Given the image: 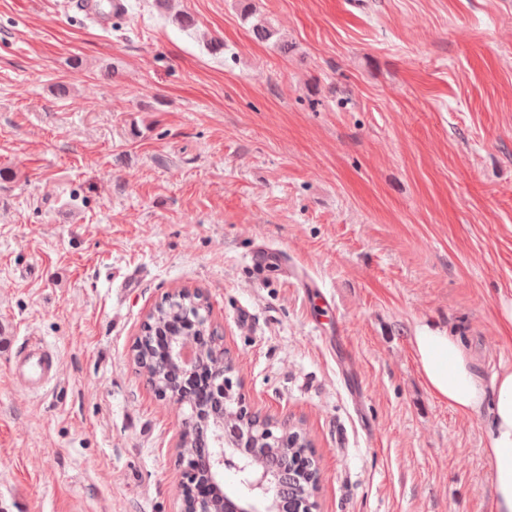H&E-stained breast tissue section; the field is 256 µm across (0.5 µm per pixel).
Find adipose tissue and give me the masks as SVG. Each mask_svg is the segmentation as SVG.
<instances>
[{
  "instance_id": "adipose-tissue-1",
  "label": "adipose tissue",
  "mask_w": 512,
  "mask_h": 512,
  "mask_svg": "<svg viewBox=\"0 0 512 512\" xmlns=\"http://www.w3.org/2000/svg\"><path fill=\"white\" fill-rule=\"evenodd\" d=\"M413 350L434 396L459 414H487L492 512H512V368H501L491 379H483L458 337L427 325L414 336Z\"/></svg>"
}]
</instances>
